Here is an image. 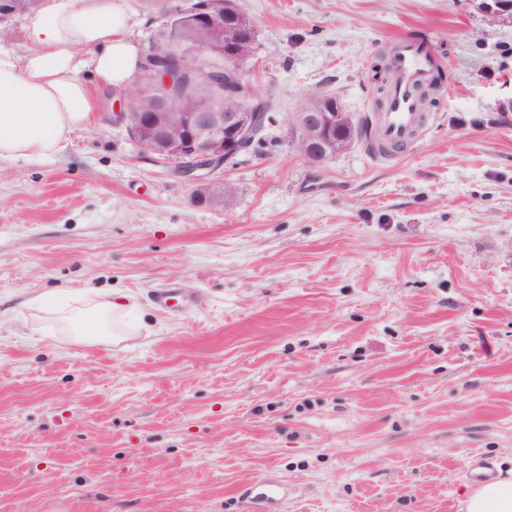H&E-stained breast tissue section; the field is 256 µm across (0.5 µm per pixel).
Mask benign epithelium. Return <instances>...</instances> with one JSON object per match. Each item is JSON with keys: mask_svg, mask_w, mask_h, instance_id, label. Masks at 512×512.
<instances>
[{"mask_svg": "<svg viewBox=\"0 0 512 512\" xmlns=\"http://www.w3.org/2000/svg\"><path fill=\"white\" fill-rule=\"evenodd\" d=\"M165 24L185 35L195 30L213 35L216 46L224 51L228 82L244 85L237 64L252 54L258 25L241 12L237 0H207L202 7L185 0L179 10L168 11ZM125 97L124 93L118 97L112 122L126 126L132 139L157 159L180 164L176 170L180 177L190 183L206 182L216 194L223 187L224 164L249 149L266 127L265 117L254 110L251 93L238 106L196 112H171L170 99L159 97L140 112L133 128L127 126ZM353 124L351 113L339 111L338 102L318 92L288 115L286 136L308 164L318 167L352 145L337 135V128Z\"/></svg>", "mask_w": 512, "mask_h": 512, "instance_id": "obj_1", "label": "benign epithelium"}]
</instances>
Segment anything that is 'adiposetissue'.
Instances as JSON below:
<instances>
[{"instance_id": "ef3b65f1", "label": "adipose tissue", "mask_w": 512, "mask_h": 512, "mask_svg": "<svg viewBox=\"0 0 512 512\" xmlns=\"http://www.w3.org/2000/svg\"><path fill=\"white\" fill-rule=\"evenodd\" d=\"M133 18L119 0H40L24 18V50H0V159L56 153L74 130L87 127L100 100L96 88L124 90L140 59ZM91 72L95 82L82 80ZM136 309L127 295L82 296L53 311L43 335L64 331L123 340ZM466 512H512V479L483 486Z\"/></svg>"}]
</instances>
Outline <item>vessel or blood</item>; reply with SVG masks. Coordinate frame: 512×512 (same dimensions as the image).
<instances>
[{"label": "vessel or blood", "mask_w": 512, "mask_h": 512, "mask_svg": "<svg viewBox=\"0 0 512 512\" xmlns=\"http://www.w3.org/2000/svg\"><path fill=\"white\" fill-rule=\"evenodd\" d=\"M390 64L395 81L371 123L373 145L388 158L407 147L423 126L421 93L431 85L438 68L429 43L411 35L396 38Z\"/></svg>", "instance_id": "vessel-or-blood-1"}]
</instances>
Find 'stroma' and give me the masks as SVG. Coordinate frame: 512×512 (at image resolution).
Wrapping results in <instances>:
<instances>
[{"mask_svg":"<svg viewBox=\"0 0 512 512\" xmlns=\"http://www.w3.org/2000/svg\"><path fill=\"white\" fill-rule=\"evenodd\" d=\"M175 0H125L147 49ZM276 107L221 203L113 124L0 159V512H464L512 478V19L494 0H237ZM399 34L446 78L404 155L310 167L307 95L364 121ZM177 289L162 308L156 290ZM120 291L135 336L41 337L36 297Z\"/></svg>","mask_w":512,"mask_h":512,"instance_id":"35a3bbf8","label":"stroma"}]
</instances>
